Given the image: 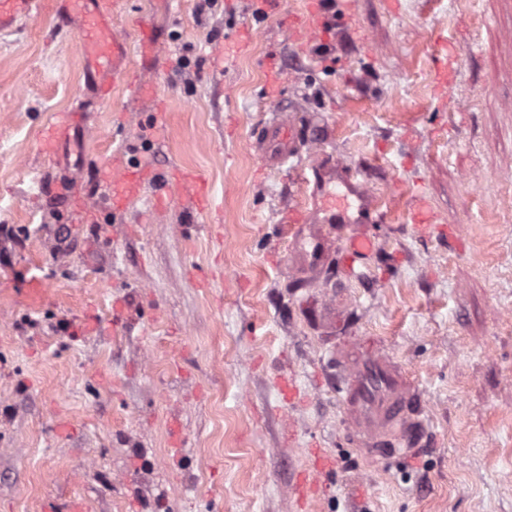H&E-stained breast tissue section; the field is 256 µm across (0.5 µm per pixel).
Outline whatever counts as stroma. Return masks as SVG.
I'll return each instance as SVG.
<instances>
[{
  "label": "stroma",
  "instance_id": "obj_1",
  "mask_svg": "<svg viewBox=\"0 0 512 512\" xmlns=\"http://www.w3.org/2000/svg\"><path fill=\"white\" fill-rule=\"evenodd\" d=\"M112 32L149 71L134 106L93 94L56 0L0 30V512H512V0H355L322 65L244 0H120ZM278 117L309 143L267 166L252 133ZM116 154L209 206L146 186L113 217ZM320 161L378 200L338 230L374 247L303 286L283 218ZM342 340L420 391L428 439L400 462L345 436Z\"/></svg>",
  "mask_w": 512,
  "mask_h": 512
}]
</instances>
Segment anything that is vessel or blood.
<instances>
[{"instance_id":"1","label":"vessel or blood","mask_w":512,"mask_h":512,"mask_svg":"<svg viewBox=\"0 0 512 512\" xmlns=\"http://www.w3.org/2000/svg\"><path fill=\"white\" fill-rule=\"evenodd\" d=\"M35 0H0V30L8 29L16 18L30 14ZM93 9L85 16L84 30L93 32L83 49L86 56L97 58L100 66L89 77L95 89L107 92L110 77L127 80L130 101H137L140 85L130 79L129 62L123 44L113 36L104 19L111 12L113 0H90ZM251 19L262 23L274 15H281L285 31L299 37L305 24L298 16L282 13L281 0H251ZM304 145L303 135L293 123L280 120L265 124L257 130L253 142L255 152L269 165L285 164L298 155ZM188 185L187 196L193 205H200L203 185L199 178L184 174L180 179ZM163 171L142 174L139 167L126 165L116 179L101 188L102 197L110 204L131 201L137 197L143 184H152L159 200L171 197L174 181ZM347 191L357 201L355 214L323 205L304 211L296 221L294 260L305 274L319 273L336 246L322 233L325 224H358L372 206L370 197L361 183L346 181ZM341 382L339 390L351 438L358 447L367 449L379 459L392 462L419 447L424 438L421 419L422 400L416 387L400 368L376 351L357 356L346 346H337L332 354Z\"/></svg>"}]
</instances>
